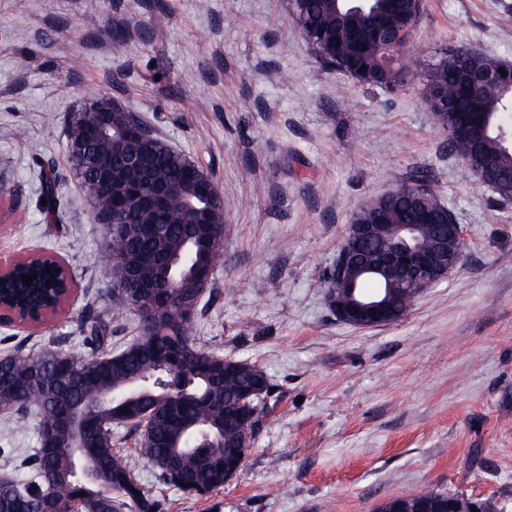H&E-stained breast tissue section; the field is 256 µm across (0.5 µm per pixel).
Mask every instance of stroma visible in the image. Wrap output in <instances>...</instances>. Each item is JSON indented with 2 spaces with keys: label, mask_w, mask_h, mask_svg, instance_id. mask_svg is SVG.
I'll use <instances>...</instances> for the list:
<instances>
[{
  "label": "stroma",
  "mask_w": 512,
  "mask_h": 512,
  "mask_svg": "<svg viewBox=\"0 0 512 512\" xmlns=\"http://www.w3.org/2000/svg\"><path fill=\"white\" fill-rule=\"evenodd\" d=\"M449 46L512 61V0H422L410 74L392 89L323 68L289 0H0V264L44 252L74 276L43 325L0 321V355L84 351L108 312L113 347L138 334L65 153L85 103L134 112L224 199V255L192 334L261 368L276 395L243 473L205 499L158 484L137 432L115 430L165 512H374L422 491L512 512V204L449 153L423 98V71ZM418 180L460 224L463 258L403 320L340 321L320 283L352 214ZM35 434V419L0 412V471L21 475Z\"/></svg>",
  "instance_id": "1"
}]
</instances>
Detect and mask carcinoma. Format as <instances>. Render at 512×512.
<instances>
[{"instance_id":"1","label":"carcinoma","mask_w":512,"mask_h":512,"mask_svg":"<svg viewBox=\"0 0 512 512\" xmlns=\"http://www.w3.org/2000/svg\"><path fill=\"white\" fill-rule=\"evenodd\" d=\"M297 24L302 30L327 26L325 0H306ZM495 70L512 64L476 48L448 47L425 73L448 85V111L482 113L485 134L471 145L450 139L449 151L470 157L478 165L476 177L504 202H512V149L500 143L504 114L512 97L498 89L476 96L460 95L456 85L462 66ZM112 109V127L123 129L141 121L106 98L85 104L73 116L66 143L71 168L86 199L102 225L106 268L113 290L139 318V336L120 351L105 349L110 342L112 318L95 320L85 336L89 352H65L51 345L37 352L22 349L0 357V409L37 420V437L63 413H72L85 424L82 429L57 427L54 451L44 444L31 449L22 461L23 477H0V512H164L161 500L144 487L127 481L131 469L115 451L112 427L140 431V451L152 463L158 483L185 491L187 487L214 493L224 487L221 466L248 449L233 446L240 419L242 395L262 417L274 384L255 364L224 357L204 349L191 333L193 319L205 296L214 293L213 281L201 283L182 274L194 263L212 264L210 251L195 254L190 241L219 240L222 224H190L193 205L224 217L221 197L202 199L197 182L185 181L169 198L162 223L143 222L137 203L129 201L121 213L112 211V191L122 188L128 170L123 153L112 149V133L88 142L85 126L96 113ZM138 156L143 172L153 179H168L183 167L186 155L157 136ZM112 167L113 189L105 188L98 166ZM391 224L416 223L415 203L405 198L383 200ZM421 205L446 219L444 224H421L417 241L424 249L435 232L446 234L455 225L453 216L433 191ZM37 275L33 283L22 276L5 282L3 294L17 304L35 306L53 296L46 284L51 275L43 265L27 267L23 276ZM145 415L148 422L139 417ZM176 461L182 484L173 482L168 469ZM82 462L96 467L112 488L123 491L108 501L82 493L74 471Z\"/></svg>"}]
</instances>
